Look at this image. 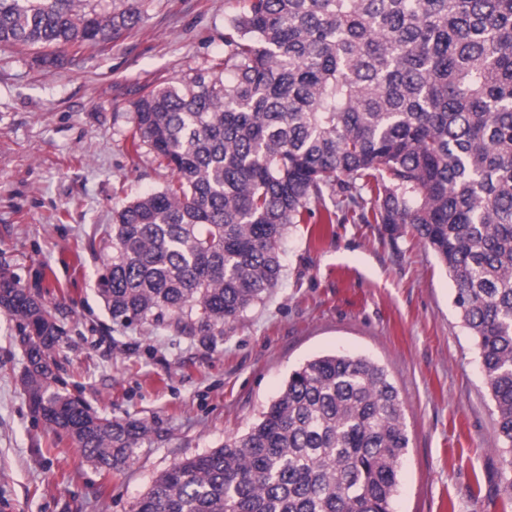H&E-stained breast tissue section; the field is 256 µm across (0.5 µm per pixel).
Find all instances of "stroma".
<instances>
[{"label":"stroma","instance_id":"obj_1","mask_svg":"<svg viewBox=\"0 0 512 512\" xmlns=\"http://www.w3.org/2000/svg\"><path fill=\"white\" fill-rule=\"evenodd\" d=\"M242 4L145 0L141 27L50 70L35 51L0 47V263L64 328L69 392L152 427L119 472L54 441L31 417L23 348L0 312V512H132L159 474L247 432L295 369L334 352L373 359L399 393L409 448L394 512H512V468L455 285L411 234L313 214L282 241L278 286L210 342L115 324L98 296V226L172 178L129 149L138 93L223 57Z\"/></svg>","mask_w":512,"mask_h":512}]
</instances>
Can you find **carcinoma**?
<instances>
[{
    "instance_id": "carcinoma-1",
    "label": "carcinoma",
    "mask_w": 512,
    "mask_h": 512,
    "mask_svg": "<svg viewBox=\"0 0 512 512\" xmlns=\"http://www.w3.org/2000/svg\"><path fill=\"white\" fill-rule=\"evenodd\" d=\"M90 0H0V45L47 68L146 17ZM224 58L134 103L130 144L174 178L101 227L113 321L213 336L277 287L288 229H409L456 284L512 464V0H245ZM0 310L25 347L42 423L120 469L151 432L90 412L53 357L64 335L0 265ZM409 445L385 369L329 354L294 371L246 434L162 473L133 512H393Z\"/></svg>"
}]
</instances>
